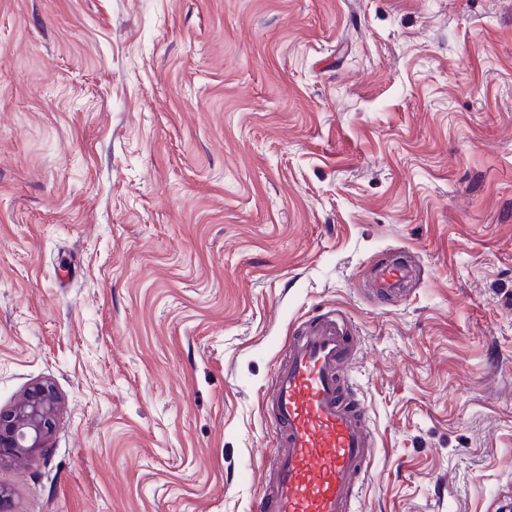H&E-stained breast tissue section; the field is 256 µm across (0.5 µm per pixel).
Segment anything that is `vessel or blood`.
<instances>
[{
	"label": "vessel or blood",
	"mask_w": 512,
	"mask_h": 512,
	"mask_svg": "<svg viewBox=\"0 0 512 512\" xmlns=\"http://www.w3.org/2000/svg\"><path fill=\"white\" fill-rule=\"evenodd\" d=\"M415 277L412 262L385 264L364 290L374 299L398 300ZM355 351L346 322L330 315L289 336L261 400L275 434L263 461L271 488L262 512H356L376 441L366 410L348 391Z\"/></svg>",
	"instance_id": "b4317fda"
}]
</instances>
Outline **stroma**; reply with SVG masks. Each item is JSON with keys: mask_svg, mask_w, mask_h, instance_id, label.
<instances>
[{"mask_svg": "<svg viewBox=\"0 0 512 512\" xmlns=\"http://www.w3.org/2000/svg\"><path fill=\"white\" fill-rule=\"evenodd\" d=\"M333 312L359 512L511 505L512 0H0V408L65 400L14 512H258L261 396ZM412 262H395L377 267L364 283V291L373 299L398 300L406 296L415 280Z\"/></svg>", "mask_w": 512, "mask_h": 512, "instance_id": "stroma-1", "label": "stroma"}]
</instances>
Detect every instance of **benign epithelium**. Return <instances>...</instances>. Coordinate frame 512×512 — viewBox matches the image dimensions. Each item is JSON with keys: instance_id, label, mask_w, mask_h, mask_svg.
Listing matches in <instances>:
<instances>
[{"instance_id": "benign-epithelium-1", "label": "benign epithelium", "mask_w": 512, "mask_h": 512, "mask_svg": "<svg viewBox=\"0 0 512 512\" xmlns=\"http://www.w3.org/2000/svg\"><path fill=\"white\" fill-rule=\"evenodd\" d=\"M63 409V399L50 382L28 387L8 408H0V460L22 459L48 446Z\"/></svg>"}]
</instances>
